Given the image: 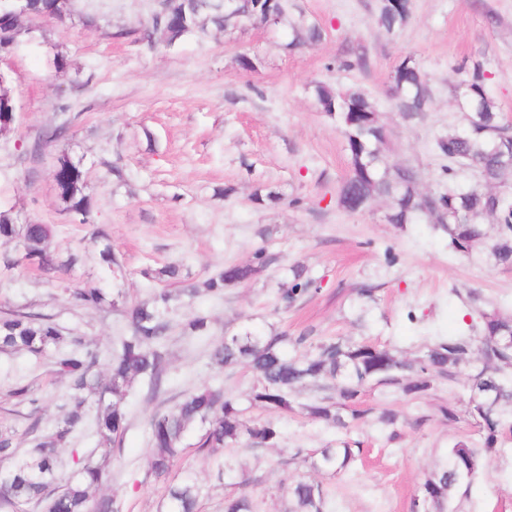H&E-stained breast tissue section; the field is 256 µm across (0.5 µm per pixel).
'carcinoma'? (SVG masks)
<instances>
[{
	"mask_svg": "<svg viewBox=\"0 0 512 512\" xmlns=\"http://www.w3.org/2000/svg\"><path fill=\"white\" fill-rule=\"evenodd\" d=\"M73 0H0V59L7 57L31 34L34 20L63 23L70 16ZM147 24L139 30V41L151 47L159 33L169 46L183 39L243 23H288L291 48L322 40V29L286 15L281 0H161ZM411 14L410 0H380L377 24L388 33L405 26ZM460 78L453 94L469 112L465 128L450 130L435 138L433 150L443 161L436 177L438 188L426 190L418 168L396 165L383 153L390 131L381 122L369 94L361 89L342 91L318 82L314 98L323 112L336 121L344 134L350 174L339 189L338 203L349 213L367 210L375 201L387 205L389 224H418L427 221L448 235V246L455 252L470 253L482 246L485 257L495 266L512 267V193L504 188L512 183V125L503 122L489 94L480 67L459 68ZM0 131L16 121L11 93V75L0 68ZM391 95L396 107L407 118L428 111L431 97L421 67L403 60L393 71ZM74 126V118L42 131L24 146L33 158L45 146L63 138ZM473 168L483 188L455 186L459 172ZM59 172V198L81 224L93 223V204L86 193L84 172L65 153L56 158ZM0 240L15 241L23 249V260L49 278L61 268L51 245L47 224H18V216L0 210ZM270 262L265 250L254 252L246 265L230 266L203 282L204 291L221 297L224 287L251 280ZM291 281L281 290L285 305L317 290V281L302 265L290 268ZM149 281L167 283L146 300L109 301L99 289L76 288L73 298L86 308L106 305L118 309L126 320L128 335L102 363L98 350L85 345L77 336H67L49 316L15 311L0 316V350L50 354L55 374L70 380L74 390L72 405L57 418L52 432L41 436L37 446L20 454L14 446V432L0 430V512H20L35 503L46 504L47 512H121L111 497L92 500L91 490L106 481L100 465L87 460L79 463L65 479L56 471V449L68 437L83 430L93 418V433L101 457L106 459L121 443L127 428V397L134 384L149 383L152 394L165 384L164 340L171 327L170 315L182 297L193 298L199 288L184 284L181 265L171 263L143 272ZM186 328L195 336L209 335L207 317L194 314ZM468 336H439L411 356L364 341L329 340L316 344L299 336L295 344L309 348L301 355L288 356L282 337L262 336L250 330L221 338L209 350V364L216 371L238 365L249 367L256 381L247 393L252 406L266 410L271 417L250 420L244 417L235 397L224 388L203 385L189 392L170 411L153 416L149 424L151 453L148 466L157 478L171 474L183 451V440L196 429L202 430L198 447L212 451L233 447H277L280 428L273 415L300 413L329 427L344 428L347 419L359 418L354 408L369 386L394 387L405 395L423 398L437 381L463 384L469 392L464 410L455 405L440 408L453 424L460 415L477 428L475 441L458 440L443 449L431 471L412 498L410 512H459L471 486L489 454H497L512 431V315L484 311L481 322L468 325ZM106 368H101V365ZM314 392L305 401L304 390ZM379 423L388 431V440L400 437L399 416L384 410ZM358 452L346 442L321 448L305 460L316 473L342 474L356 462ZM289 512H325L326 501L320 483L308 477L288 483ZM198 487L186 478L168 487L170 512H197Z\"/></svg>",
	"mask_w": 512,
	"mask_h": 512,
	"instance_id": "obj_1",
	"label": "carcinoma"
}]
</instances>
